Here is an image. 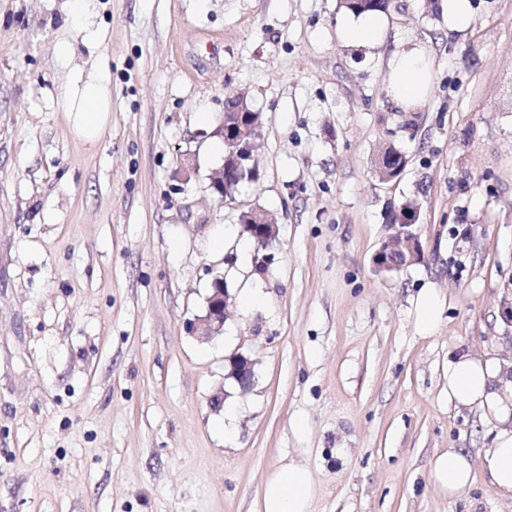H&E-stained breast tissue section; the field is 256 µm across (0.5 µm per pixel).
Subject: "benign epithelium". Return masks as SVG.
I'll return each instance as SVG.
<instances>
[{
  "instance_id": "benign-epithelium-1",
  "label": "benign epithelium",
  "mask_w": 512,
  "mask_h": 512,
  "mask_svg": "<svg viewBox=\"0 0 512 512\" xmlns=\"http://www.w3.org/2000/svg\"><path fill=\"white\" fill-rule=\"evenodd\" d=\"M260 127V117L256 112L244 116L227 108L222 114L216 134L224 139H230V144L233 145L231 156L234 167L230 172L226 167H221L212 179L211 187L220 198L232 196L233 190L227 188L228 181H238V174L244 165L253 159L250 146L259 139ZM416 220L417 212L409 210L403 223L394 225L395 233L373 257L376 268L383 271H396L420 259L421 243L418 234L414 231ZM243 228L261 248L267 247L277 233L276 225L272 224L262 212L252 213L250 223L243 225ZM227 306L224 275L217 272L212 275L210 294L206 299V312L191 323L192 331L208 339L220 334L224 329ZM500 316L504 323L512 327V278L504 284ZM228 376L232 377L241 389L249 388L254 377L252 361L244 355L236 356L230 362Z\"/></svg>"
}]
</instances>
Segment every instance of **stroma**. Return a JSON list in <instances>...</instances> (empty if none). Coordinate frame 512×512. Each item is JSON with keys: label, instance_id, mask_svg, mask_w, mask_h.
I'll return each instance as SVG.
<instances>
[{"label": "stroma", "instance_id": "stroma-1", "mask_svg": "<svg viewBox=\"0 0 512 512\" xmlns=\"http://www.w3.org/2000/svg\"><path fill=\"white\" fill-rule=\"evenodd\" d=\"M340 2L0 0V512H262L291 460L309 512H512L481 469L455 498L429 469L450 448L479 457L500 426L449 404L448 362L512 358V0H470L459 31L443 0H390L372 46L341 40ZM411 49L430 88L403 110L387 62ZM96 63L112 122L91 147L58 101ZM233 95L262 125L256 179L223 200ZM389 146L407 166L386 183ZM410 201L421 258L377 271ZM255 210L277 235L244 254ZM215 271L230 305L205 341L187 324ZM439 299L435 294H427L420 297L418 309V321L424 331L433 330L438 323ZM228 376L232 377L241 389L249 388L254 377L252 361L244 355H237L230 362Z\"/></svg>", "mask_w": 512, "mask_h": 512}]
</instances>
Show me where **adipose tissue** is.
Returning a JSON list of instances; mask_svg holds the SVG:
<instances>
[{"label": "adipose tissue", "instance_id": "ef3b65f1", "mask_svg": "<svg viewBox=\"0 0 512 512\" xmlns=\"http://www.w3.org/2000/svg\"><path fill=\"white\" fill-rule=\"evenodd\" d=\"M390 94L400 107L416 106L426 95L429 72L424 58L410 52L393 57ZM109 74L94 69L91 75L75 73L72 91L66 97V110L74 134L84 142H99L111 120V98L107 89ZM512 382L506 368L497 360L470 353L448 363V399L459 407H489L496 411L502 425L497 430L493 448L484 451L481 470L489 486L499 497L512 499ZM435 485L448 496L463 492L472 478V464L467 454L448 449L430 462ZM309 470L290 462L270 474L262 489L263 512H309L313 496Z\"/></svg>", "mask_w": 512, "mask_h": 512}]
</instances>
